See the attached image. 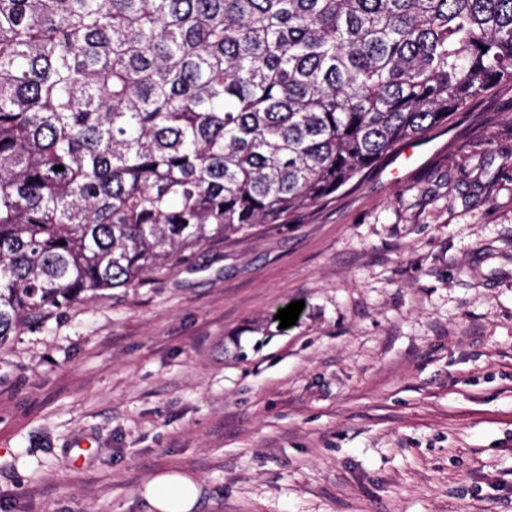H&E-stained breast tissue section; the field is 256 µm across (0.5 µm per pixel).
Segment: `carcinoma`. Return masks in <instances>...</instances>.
I'll use <instances>...</instances> for the list:
<instances>
[{
  "mask_svg": "<svg viewBox=\"0 0 512 512\" xmlns=\"http://www.w3.org/2000/svg\"><path fill=\"white\" fill-rule=\"evenodd\" d=\"M506 82L512 0H0V344L289 223Z\"/></svg>",
  "mask_w": 512,
  "mask_h": 512,
  "instance_id": "carcinoma-1",
  "label": "carcinoma"
}]
</instances>
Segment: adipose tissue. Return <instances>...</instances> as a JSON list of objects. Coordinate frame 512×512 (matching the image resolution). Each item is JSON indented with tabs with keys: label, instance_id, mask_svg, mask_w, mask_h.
I'll return each instance as SVG.
<instances>
[{
	"label": "adipose tissue",
	"instance_id": "obj_1",
	"mask_svg": "<svg viewBox=\"0 0 512 512\" xmlns=\"http://www.w3.org/2000/svg\"><path fill=\"white\" fill-rule=\"evenodd\" d=\"M149 512H197L202 497L198 479L170 468L156 472L139 489Z\"/></svg>",
	"mask_w": 512,
	"mask_h": 512
}]
</instances>
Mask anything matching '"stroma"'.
Instances as JSON below:
<instances>
[{"label": "stroma", "instance_id": "1", "mask_svg": "<svg viewBox=\"0 0 512 512\" xmlns=\"http://www.w3.org/2000/svg\"><path fill=\"white\" fill-rule=\"evenodd\" d=\"M411 147L10 336L0 512H512V83ZM139 495L148 504L149 512H196L202 486L198 479L170 468L156 472L143 483Z\"/></svg>", "mask_w": 512, "mask_h": 512}]
</instances>
